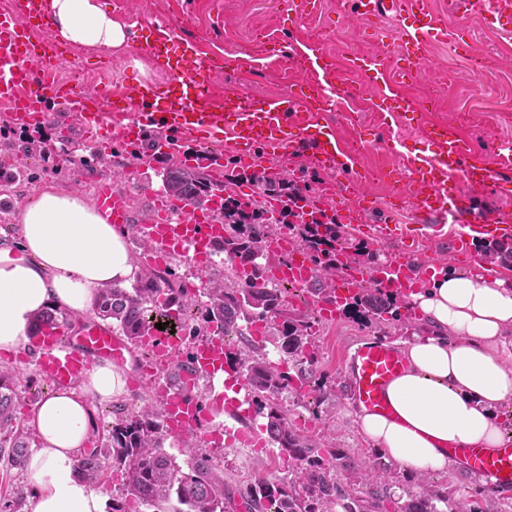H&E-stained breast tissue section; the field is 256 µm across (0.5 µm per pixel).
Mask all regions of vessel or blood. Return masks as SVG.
Instances as JSON below:
<instances>
[{
  "label": "vessel or blood",
  "mask_w": 512,
  "mask_h": 512,
  "mask_svg": "<svg viewBox=\"0 0 512 512\" xmlns=\"http://www.w3.org/2000/svg\"><path fill=\"white\" fill-rule=\"evenodd\" d=\"M340 9L377 25L394 21L401 38L392 61L364 55L335 60L326 58L312 43L277 42L262 48L258 57L241 69L246 75L264 60L283 63L289 73L288 89L273 96L245 94L236 83L217 88L214 76L222 55L174 33L144 43L146 51L171 63L172 79L164 92H155L148 85L110 91L80 82L63 83L56 77L62 60L56 43L21 37L12 11L5 10L0 12V107L8 110L15 125L25 127L53 123L60 110L75 113L85 137L98 142L128 141L145 127L163 133L176 130L178 139L158 140L156 149L164 154L184 153L189 141L209 146L226 140L246 167L254 163L259 147L285 162L296 161L298 151L308 149L317 165L349 176L347 184H326L319 198L321 209L345 230L364 227L375 200L361 190L366 173L354 143L337 134L328 122L329 113H348L354 128L359 121L349 110L356 104L379 116L413 113L427 148L406 160L403 186L394 190L390 202L422 217L424 230L414 236L404 227L379 225L376 244L396 240L399 248L373 271L349 266L336 280L333 300L319 303L317 309L323 317H335L358 283L369 275L406 297L412 291L416 269L426 263L424 243L438 224L454 227L451 247L455 254L468 257L473 254L472 234L496 239L512 232V222L501 213L486 212L475 221L470 212L473 194L491 191L512 196V142L502 141L487 149L475 147L460 125L429 116L427 106L412 96L409 86L423 65L429 38L450 33L460 52L468 50L466 30L449 26V18L435 15L428 0H341ZM478 12L490 28L512 31V0H493L487 10L482 0H451L450 18ZM50 100L55 103L51 109L46 106ZM91 179L96 207L107 222L132 223L127 190L103 174H92ZM152 201L150 215L137 225L139 237L150 244V262H163L175 252L199 257L222 239L224 226L217 220L221 197L202 205L174 204L157 193ZM265 276L300 288L313 280L314 270L282 234L269 244ZM141 342L165 360L180 351L179 342L158 331L142 337ZM38 348V373L59 388L80 379L93 361L107 358L118 362L124 357V346L111 328L96 323L68 339L62 338L59 330L45 329ZM226 353L223 336L210 337L196 347L194 371L183 374L181 385L161 384L158 395L169 435L178 439L193 436L210 418L193 392L199 373L232 389L228 406L241 413L250 411V390L238 368L227 361ZM346 363L353 406L392 415L387 389L406 369L401 353L388 341L373 338L358 344ZM448 454L462 471L512 491V439L495 449L452 447Z\"/></svg>",
  "instance_id": "obj_1"
}]
</instances>
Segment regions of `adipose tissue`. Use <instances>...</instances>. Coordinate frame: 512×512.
<instances>
[{
  "label": "adipose tissue",
  "mask_w": 512,
  "mask_h": 512,
  "mask_svg": "<svg viewBox=\"0 0 512 512\" xmlns=\"http://www.w3.org/2000/svg\"><path fill=\"white\" fill-rule=\"evenodd\" d=\"M60 42L104 52L129 45V31L101 0H46ZM20 240L0 239V349L26 346L39 315L62 307L82 317L101 289L137 272L124 227L106 223L77 191L47 190L19 214ZM411 304L431 328L402 343L406 370L388 389L390 416L358 411L359 427L387 460L432 474L455 470L452 446L499 447L497 409L512 399V281L489 267L435 271ZM125 374L94 366L77 388L42 400L29 422L38 446L25 471L30 512H105V494L77 476L96 403L122 394Z\"/></svg>",
  "instance_id": "1"
}]
</instances>
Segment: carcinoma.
I'll list each match as a JSON object with an SVG mask.
<instances>
[{"label": "carcinoma", "instance_id": "carcinoma-1", "mask_svg": "<svg viewBox=\"0 0 512 512\" xmlns=\"http://www.w3.org/2000/svg\"><path fill=\"white\" fill-rule=\"evenodd\" d=\"M224 180L229 185L248 183L256 194L283 196L282 188L290 185L295 192L288 201L308 200L311 212L296 209L279 213L301 246L309 251L316 268V279L306 288L310 303L315 305L332 297L339 275V256L353 259L351 244L335 227L325 223L312 193L302 192L298 182L285 171L269 173L265 168L240 170L224 167ZM165 191L177 198L200 201L225 191L214 182L204 168L175 162L163 172ZM218 221L224 224V238L216 249L224 252L230 263L251 270L240 282L226 285L224 278H211L205 285L207 301L197 308L196 291L174 272L164 269L140 271L129 288H104L95 301L98 317L116 322L118 331L133 344L154 327V318L176 310L180 329L192 337H206L216 332L238 333L240 322L274 320L285 307V288H271L262 282V269L255 257L262 254L266 238L273 234L278 220L254 202H244L229 192ZM488 260L506 262L512 259V242L491 240L483 245ZM343 309L356 322L391 326L400 321L397 300L389 291L366 284L346 300ZM316 321L287 318L277 329L275 344L295 362L297 380L309 392H326L324 377L312 369L314 362L313 327ZM230 362L242 372L258 409L266 411L267 431L291 469L288 479L259 477L247 485L242 498L254 512H388V474L371 470L360 476L361 484L351 494L344 490L339 476L355 473V463L346 454L328 450L288 424L275 405V397L291 386V377L268 361L264 346L246 339L229 355ZM19 399L16 372L0 366V459L7 458L17 470L25 467L30 453L29 436L16 421L14 408ZM164 408L146 404L134 412L121 408L114 412L107 433L97 437L93 448L81 455L76 472L84 480L99 479L105 462L123 471L126 490L146 506L147 512H227L224 480L216 475V464L207 453L193 455L180 465L165 450ZM419 492L408 495L395 512H438L436 503L445 504L449 512H472L465 497H454L450 488L436 489L430 477L418 478Z\"/></svg>", "mask_w": 512, "mask_h": 512}]
</instances>
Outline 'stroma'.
<instances>
[{"mask_svg":"<svg viewBox=\"0 0 512 512\" xmlns=\"http://www.w3.org/2000/svg\"><path fill=\"white\" fill-rule=\"evenodd\" d=\"M110 6L115 20L137 26L150 27L167 23L173 14H182L179 35L195 39L212 47L223 49L226 64L216 76L217 84L237 81L240 60L257 53L254 41L257 34H271L298 40H310L328 54L342 56L351 51L371 56L381 55L386 43L398 36L394 22H385L377 35H370L365 21H357L338 12V0H316L312 13L289 9L286 0H103ZM474 33L473 54L484 61L479 71H472L469 59L458 56L450 40L430 43L427 62L419 82L420 88L436 92L441 101L442 115L448 120L468 115L472 121L466 127L469 137L480 144L512 141V33L499 34L488 30L479 17L468 21ZM82 72L96 82L114 85H137L148 82L157 91H164L169 80L166 69L144 50L115 49L111 52L92 48L73 47L69 61L59 71L61 81H68L74 72ZM38 128L26 132H0V158L12 161L17 173L13 183L0 185V233L19 237L17 219L20 209L47 188L78 190L92 197L90 171L112 176L131 189L130 205L135 222H143L152 206V193L163 191L162 173L168 159H134L133 147L115 145L107 150L88 146L78 117L69 112L59 115L57 125L47 133L57 147L72 146L69 157L51 154L43 158L38 149L27 146L28 139L39 136ZM316 337V367L322 372L332 391L320 400L286 390L276 402L292 427L321 441L326 447L352 456L359 469L375 464L388 467L390 496L401 502L408 491L414 490V473L389 465L384 455L360 434L355 409L342 386L345 381L344 359L360 342L376 337L375 326L361 325L345 314L335 320L318 321ZM37 351L23 348L17 351L0 350V364L20 370L18 383L20 401L15 415L27 422L31 411L53 389L37 373ZM150 354L139 346H131L123 364L131 383L125 392L112 400L98 404L95 411L97 427H104L116 406L136 409L143 399L153 398V378L142 374ZM259 411L246 417L228 419L226 413L213 410L212 418L197 434L185 440L168 439L167 452L177 462H185L198 452L211 454L224 477V490L237 494L238 490L260 476L284 477L288 462L280 454L265 455L257 448H243L225 441L224 426L249 430L265 436L266 426L260 421ZM436 485L452 484L465 496L474 512H512V495H490L480 483L462 471L434 474Z\"/></svg>","mask_w":512,"mask_h":512,"instance_id":"obj_1","label":"stroma"}]
</instances>
